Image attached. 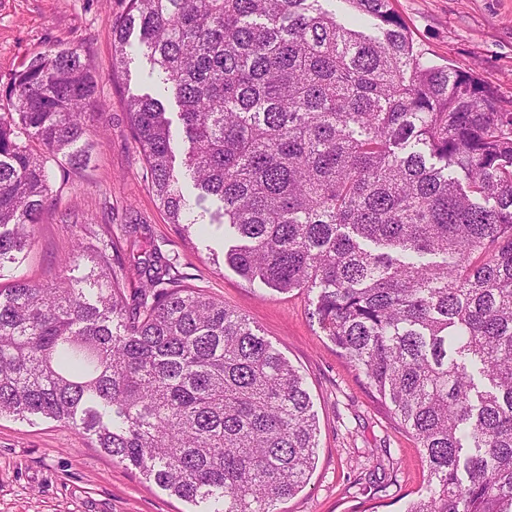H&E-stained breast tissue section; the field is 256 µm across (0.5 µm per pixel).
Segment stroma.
Returning <instances> with one entry per match:
<instances>
[{
	"label": "stroma",
	"mask_w": 512,
	"mask_h": 512,
	"mask_svg": "<svg viewBox=\"0 0 512 512\" xmlns=\"http://www.w3.org/2000/svg\"><path fill=\"white\" fill-rule=\"evenodd\" d=\"M125 0H0V106L12 76L35 56L71 48L99 77L105 110L80 167L50 161L53 197L27 251L0 269V285L16 280L81 279L84 262L64 266L85 224H108L122 258L157 249L185 282L222 300L259 326L303 376L318 422L319 447L306 484L278 503L279 512H401L427 479L415 439L388 403L325 336L306 292L281 293L240 277L224 263L230 246L211 225L214 200L196 206L208 234L169 223L150 190L128 123L126 100L155 94L147 50L135 46L120 83L112 70V26ZM416 48L492 86L512 109V0H394ZM189 503L113 463L68 425L33 418L0 419V512H189Z\"/></svg>",
	"instance_id": "obj_1"
}]
</instances>
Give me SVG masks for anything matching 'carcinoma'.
<instances>
[{
	"mask_svg": "<svg viewBox=\"0 0 512 512\" xmlns=\"http://www.w3.org/2000/svg\"><path fill=\"white\" fill-rule=\"evenodd\" d=\"M126 0L112 79L139 32L180 108L127 99L169 223L221 202L240 276L316 293L321 329L422 448L405 512H512V110L418 51L392 0ZM378 31L369 35L362 27ZM0 113V266L50 206L47 156L105 105L76 50L37 55ZM45 148L38 154L29 147ZM116 246L78 238L84 281L0 288V417L64 422L199 507L276 512L313 470L303 377L259 329L157 252L128 299Z\"/></svg>",
	"mask_w": 512,
	"mask_h": 512,
	"instance_id": "obj_1",
	"label": "carcinoma"
}]
</instances>
